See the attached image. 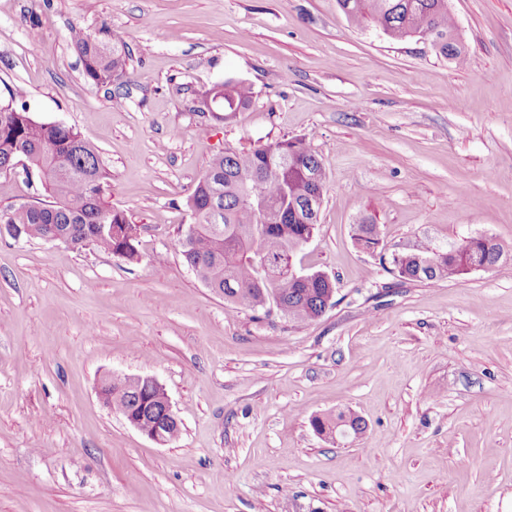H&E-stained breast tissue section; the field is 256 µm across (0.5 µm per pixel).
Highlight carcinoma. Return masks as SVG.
Listing matches in <instances>:
<instances>
[{
  "instance_id": "carcinoma-1",
  "label": "carcinoma",
  "mask_w": 512,
  "mask_h": 512,
  "mask_svg": "<svg viewBox=\"0 0 512 512\" xmlns=\"http://www.w3.org/2000/svg\"><path fill=\"white\" fill-rule=\"evenodd\" d=\"M346 19L372 25L385 35L402 40L420 36L431 40L439 53L462 60L448 0H338ZM70 42L83 61L85 79L106 86L127 71L126 43L112 28L102 25L96 34L82 29L70 33ZM215 112L234 114L252 102L253 91L244 81L228 80L202 91ZM23 92L13 90L0 103V174L25 159L43 177L51 201L24 204L0 213V231L20 241L39 238L80 249L93 246L133 261L139 257V233L127 214L105 200L111 179L98 150L78 131L35 120ZM326 190L322 156L304 138L284 139L248 152L226 149L214 157L194 183L186 206L190 224L179 240L181 255L197 278L231 308L246 307L257 320L272 314L270 297H279V316L292 323L320 318L330 307L329 285L319 271L302 279L289 276L295 259L318 229L320 205ZM357 241L365 248L383 244L381 225L364 220L354 225ZM504 247L493 237H480L464 251L430 240L381 255L390 271L412 282H437L473 270L497 265ZM147 384L113 375L101 383L122 412L140 409ZM317 433L333 429L352 436L363 433L365 421L355 413L338 412L311 420ZM142 426L160 430L166 441L176 440L180 425L156 401L145 410Z\"/></svg>"
}]
</instances>
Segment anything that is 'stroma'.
<instances>
[{
  "label": "stroma",
  "mask_w": 512,
  "mask_h": 512,
  "mask_svg": "<svg viewBox=\"0 0 512 512\" xmlns=\"http://www.w3.org/2000/svg\"><path fill=\"white\" fill-rule=\"evenodd\" d=\"M464 62L357 27L337 0H0V101L75 128L112 173L139 259L0 237V512H512V258L435 284L362 249L494 237L512 250V0H448ZM109 25L125 76H83L70 30ZM246 80L233 118L197 90ZM302 137L323 156L296 266L336 281L318 320L228 314L187 267L186 198L210 160ZM0 174V212L46 202ZM152 376L181 424L159 445L103 405ZM351 411L365 431L319 436ZM354 234L357 241L364 248L377 250L383 244V231L380 224H373L372 221L363 220L361 224H354ZM311 424L317 433H323L326 429L329 431L335 429L336 432L337 429V433L348 432L354 437L363 433L366 429V423L359 415L345 412L314 417ZM351 436L344 434L342 438L347 440Z\"/></svg>",
  "instance_id": "1"
}]
</instances>
